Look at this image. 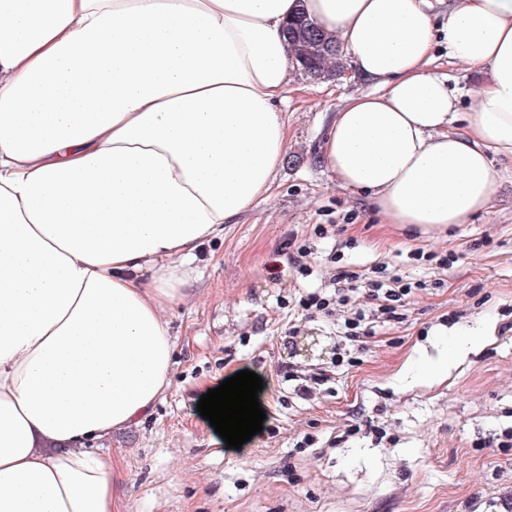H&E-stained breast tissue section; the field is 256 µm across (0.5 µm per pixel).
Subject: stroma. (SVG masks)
<instances>
[{
    "label": "stroma",
    "instance_id": "stroma-1",
    "mask_svg": "<svg viewBox=\"0 0 512 512\" xmlns=\"http://www.w3.org/2000/svg\"><path fill=\"white\" fill-rule=\"evenodd\" d=\"M288 149L268 197L205 243L189 298L166 310L171 387L136 428L92 441L124 461L127 512H504L512 498V158L493 208L423 233L384 224L320 165L330 118L372 82L346 66L292 77ZM421 284L403 322L377 327L355 365L336 362L342 315L306 317L301 295L340 268ZM313 352H305L306 343ZM448 353V371L418 366ZM331 367L330 389L298 398L280 368ZM265 380L261 432L228 448L197 404L242 370ZM314 440L300 447L303 436Z\"/></svg>",
    "mask_w": 512,
    "mask_h": 512
}]
</instances>
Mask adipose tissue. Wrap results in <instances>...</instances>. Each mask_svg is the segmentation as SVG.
Returning a JSON list of instances; mask_svg holds the SVG:
<instances>
[{
    "mask_svg": "<svg viewBox=\"0 0 512 512\" xmlns=\"http://www.w3.org/2000/svg\"><path fill=\"white\" fill-rule=\"evenodd\" d=\"M300 12L376 84L330 122L340 184L387 224L491 209L512 0H0V512H121L122 467L88 444L165 396L164 310L272 188ZM441 40L487 76L462 115L431 68Z\"/></svg>",
    "mask_w": 512,
    "mask_h": 512,
    "instance_id": "ef3b65f1",
    "label": "adipose tissue"
}]
</instances>
